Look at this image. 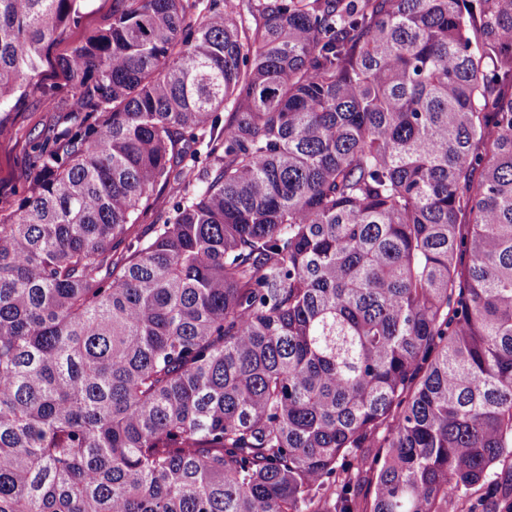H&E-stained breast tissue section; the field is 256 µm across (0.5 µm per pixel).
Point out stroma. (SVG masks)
<instances>
[{"label":"stroma","instance_id":"stroma-1","mask_svg":"<svg viewBox=\"0 0 512 512\" xmlns=\"http://www.w3.org/2000/svg\"><path fill=\"white\" fill-rule=\"evenodd\" d=\"M112 15V0H87L81 21L69 27L54 43L37 78L39 85L57 91L55 111H47L31 94L26 106L0 124V214L16 209L33 181L29 158L42 134L63 127L67 121L69 87L57 66L59 57L96 33Z\"/></svg>","mask_w":512,"mask_h":512}]
</instances>
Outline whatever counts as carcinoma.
<instances>
[{
  "label": "carcinoma",
  "mask_w": 512,
  "mask_h": 512,
  "mask_svg": "<svg viewBox=\"0 0 512 512\" xmlns=\"http://www.w3.org/2000/svg\"><path fill=\"white\" fill-rule=\"evenodd\" d=\"M85 2L0 0V121ZM199 2L59 60L0 512H448L512 468V0Z\"/></svg>",
  "instance_id": "cac0c4a2"
}]
</instances>
